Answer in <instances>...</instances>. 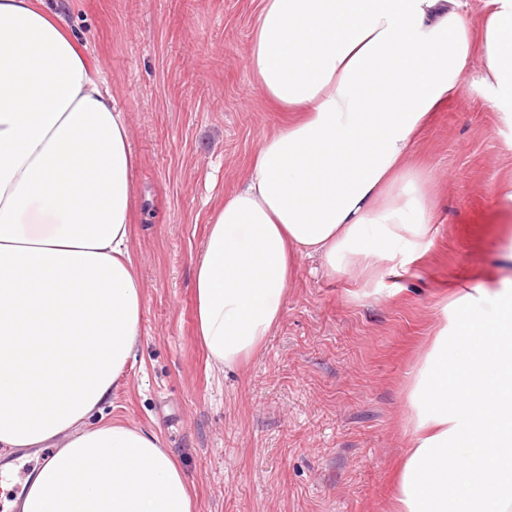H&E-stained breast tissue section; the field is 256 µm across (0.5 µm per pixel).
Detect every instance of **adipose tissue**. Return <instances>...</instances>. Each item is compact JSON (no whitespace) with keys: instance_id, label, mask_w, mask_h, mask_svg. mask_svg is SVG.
<instances>
[{"instance_id":"adipose-tissue-1","label":"adipose tissue","mask_w":512,"mask_h":512,"mask_svg":"<svg viewBox=\"0 0 512 512\" xmlns=\"http://www.w3.org/2000/svg\"><path fill=\"white\" fill-rule=\"evenodd\" d=\"M260 0L257 90L293 118L258 143L193 262L196 332L240 364L278 324L297 261L398 277L435 234L414 155L470 79L512 125V0ZM481 51L477 72L468 67ZM137 158L85 46L41 0H0V448L63 445L21 512H195L157 433L90 425L134 358ZM408 392L395 512L512 507V290L450 289ZM462 337L456 354L448 339Z\"/></svg>"}]
</instances>
